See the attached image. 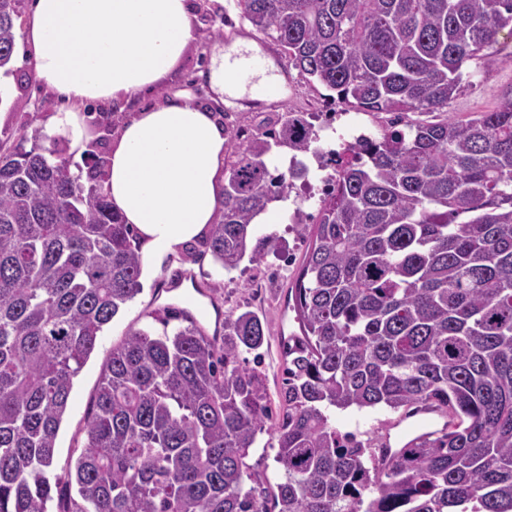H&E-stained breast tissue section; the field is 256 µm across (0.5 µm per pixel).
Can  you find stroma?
<instances>
[{
  "instance_id": "1",
  "label": "stroma",
  "mask_w": 512,
  "mask_h": 512,
  "mask_svg": "<svg viewBox=\"0 0 512 512\" xmlns=\"http://www.w3.org/2000/svg\"><path fill=\"white\" fill-rule=\"evenodd\" d=\"M198 4L196 30L191 49L171 81L153 96L161 101L172 92L183 90L199 102L212 105L214 111L227 112L223 103L213 102L211 91L204 77L211 65L214 52L229 46L233 36L244 33L258 42L271 61L283 65L284 56L279 47L265 41L246 21L237 0H196ZM496 55L472 60L467 65L469 78L460 93L448 104V115L456 120H468L493 109L503 90L512 86V37L500 34ZM14 86L0 87V145L11 148L17 145L32 148L39 143L36 130L49 113L65 108L66 102L31 79L29 59L13 53ZM282 90L260 106L246 103L241 107L251 126H258L263 113L282 112L288 109L319 113L326 105L294 68H285ZM277 234L282 239L278 254L268 255L258 265L242 262L240 267L228 272L215 264L211 256L191 260L183 256L166 264L152 279L142 280L141 292L128 302L112 321L104 326L95 350L73 380L70 405L56 439L54 472L62 475L73 469L87 442L86 425L92 399L114 347L126 337L129 330L145 328L154 334L175 331L179 320L162 324L154 314L169 304L165 288L174 275L189 272L200 287L221 283V290L213 302L205 303L206 326L216 324L217 315H229L248 308L265 318L266 340L261 349V368L267 379L271 401H278L284 378L285 358L282 341L298 330L294 311L289 308L287 294L295 281L311 237H300L287 224H259L256 236ZM331 422L337 430L356 433L359 439L381 438L391 432L394 425H401L404 434L396 439L395 447H402L405 440L420 434L421 428L413 419L402 418L400 413L383 407L373 409L336 411Z\"/></svg>"
}]
</instances>
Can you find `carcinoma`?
Returning <instances> with one entry per match:
<instances>
[{"label": "carcinoma", "instance_id": "1", "mask_svg": "<svg viewBox=\"0 0 512 512\" xmlns=\"http://www.w3.org/2000/svg\"><path fill=\"white\" fill-rule=\"evenodd\" d=\"M255 30L324 99L363 112H446L467 64L512 36V0H238ZM19 0H0V68ZM313 112L229 150L220 220L202 244L226 270L279 251L253 220L303 175L271 173L318 139ZM68 159L0 146V512H512V87L465 122L445 118L333 152L336 179L288 300L275 424L276 486L246 462L273 420L265 374L240 363L265 341L252 310L224 341L166 307L173 334L112 349L73 470L52 474L73 378L104 326L141 291L133 228ZM433 408L442 428L390 451L331 424L334 409ZM255 480L248 488L246 481Z\"/></svg>", "mask_w": 512, "mask_h": 512}]
</instances>
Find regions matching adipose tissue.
Listing matches in <instances>:
<instances>
[{
	"label": "adipose tissue",
	"mask_w": 512,
	"mask_h": 512,
	"mask_svg": "<svg viewBox=\"0 0 512 512\" xmlns=\"http://www.w3.org/2000/svg\"><path fill=\"white\" fill-rule=\"evenodd\" d=\"M31 76L71 102L47 116L43 141L85 148L77 107L122 108L161 88L194 39L191 0H34L23 22ZM228 140L220 115L184 97L133 113L110 141L105 193L137 231L141 275L154 276L219 219Z\"/></svg>",
	"instance_id": "ef3b65f1"
}]
</instances>
